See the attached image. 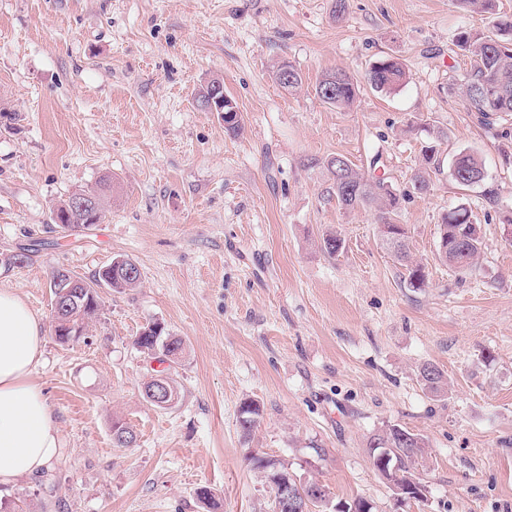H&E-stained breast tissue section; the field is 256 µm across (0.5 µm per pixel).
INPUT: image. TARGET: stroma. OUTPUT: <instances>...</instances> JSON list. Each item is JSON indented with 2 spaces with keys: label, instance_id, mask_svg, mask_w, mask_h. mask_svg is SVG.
<instances>
[{
  "label": "stroma",
  "instance_id": "1",
  "mask_svg": "<svg viewBox=\"0 0 512 512\" xmlns=\"http://www.w3.org/2000/svg\"><path fill=\"white\" fill-rule=\"evenodd\" d=\"M481 26L454 0H348L340 17L334 0H0V109L19 115L0 123V260L38 246L0 269V287L49 327L53 270L89 278L124 257L142 275L99 288L79 342L46 336L32 378L65 448L0 486V512H269L255 455L377 512H512V116L485 127L448 91L471 62L457 32ZM390 55L407 79L376 91L366 75ZM284 60L301 88L275 82ZM336 68L359 84L347 109L315 94ZM215 77L239 135L196 105ZM430 143L442 167L420 194ZM462 152L485 165L468 189L451 176ZM337 154L407 192L399 221L423 288L383 247L375 210L329 199L323 163ZM106 176L100 224H53L57 204ZM461 203L483 229L469 274L437 257L441 216ZM329 231L344 241L333 258L319 247ZM152 321L184 343L166 369L134 345ZM427 364L443 391L424 386ZM161 369L180 390L166 409L143 396ZM247 400L262 410L248 435ZM116 420L134 444H114ZM392 425L426 442L427 499L400 511L367 448Z\"/></svg>",
  "mask_w": 512,
  "mask_h": 512
}]
</instances>
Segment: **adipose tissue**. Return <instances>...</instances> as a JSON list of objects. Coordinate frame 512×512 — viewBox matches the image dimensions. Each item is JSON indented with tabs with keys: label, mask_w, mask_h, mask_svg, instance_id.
<instances>
[{
	"label": "adipose tissue",
	"mask_w": 512,
	"mask_h": 512,
	"mask_svg": "<svg viewBox=\"0 0 512 512\" xmlns=\"http://www.w3.org/2000/svg\"><path fill=\"white\" fill-rule=\"evenodd\" d=\"M43 324L21 297L0 289V485L40 475L62 453L59 425L32 373Z\"/></svg>",
	"instance_id": "obj_1"
}]
</instances>
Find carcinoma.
I'll list each match as a JSON object with an SVG mask.
<instances>
[{
  "label": "carcinoma",
  "mask_w": 512,
  "mask_h": 512,
  "mask_svg": "<svg viewBox=\"0 0 512 512\" xmlns=\"http://www.w3.org/2000/svg\"><path fill=\"white\" fill-rule=\"evenodd\" d=\"M463 10L483 16L492 28V34L486 35L476 29L463 28L455 37V45L462 51L473 55L470 69L461 83H450L448 90L460 91L461 102L469 112L476 113L485 125L493 123V117L503 114L512 115V16H497L491 12V0H454ZM292 80L283 81V74ZM278 84L288 90H294L302 83L300 71L289 62H282L275 73ZM406 78L405 63L395 56H387L376 61L368 72V82L381 92H391L401 86ZM358 84L354 77L340 69L325 71L318 79L315 93L323 102L338 108L349 107L357 96ZM424 166L416 173L413 187L420 193L431 186V174L441 168V160L436 148L427 146L422 150ZM324 167L331 180L332 195L338 206L345 210L376 205L380 232L389 237L386 249L404 267L407 283L412 288H422L426 283L425 267L412 259L409 248V235L405 225L397 223L402 202L407 193L392 187L386 178L377 175L367 176L353 167L342 155L328 158ZM454 182L468 189L482 182L485 170L482 160L471 153L459 154L452 168ZM85 195L78 192L63 201L54 211V223L61 228L89 229L100 223L101 217L93 209L76 210L72 208L73 199ZM474 214L470 207L459 204L449 209L439 224V241L448 246V261H457L456 270L468 273L476 268L481 250L482 236L480 225L473 222ZM321 250L331 258L343 250V239L328 233L320 240ZM141 281V272L137 264L128 259H114L102 268L97 277L85 282L82 295L77 298V306L71 311H62L54 315L58 324L53 328L55 339L61 343H70L74 331L66 327L73 323L87 329L90 322L99 313L100 303L97 288L106 286L114 291L136 288ZM161 323L153 321L144 327L135 339L137 348L150 356L163 353L162 343L166 334L158 332ZM425 387L438 393L444 381L442 371L434 365H426L420 372ZM261 416L260 406L246 401L240 407V426L248 435ZM387 449L390 456L386 466H381L376 455H371L375 469L392 485L405 489L422 484L417 473L419 459L423 456L424 440L417 434L402 427L391 426L374 435L368 447ZM253 465L264 473L267 482L289 474L288 466L282 462L260 457L253 458Z\"/></svg>",
  "instance_id": "carcinoma-1"
}]
</instances>
